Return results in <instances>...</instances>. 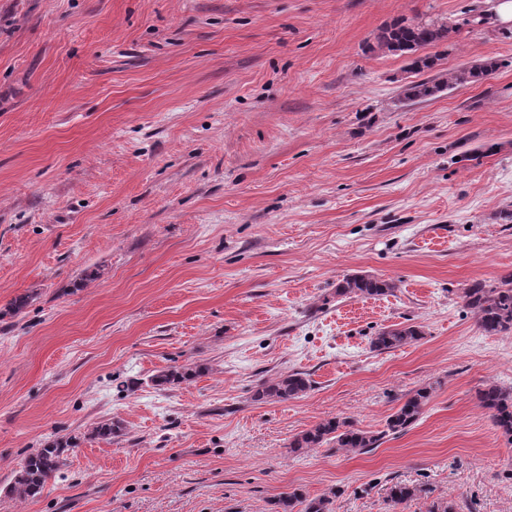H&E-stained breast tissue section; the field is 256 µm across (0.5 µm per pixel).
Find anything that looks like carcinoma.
Listing matches in <instances>:
<instances>
[{"instance_id": "obj_1", "label": "carcinoma", "mask_w": 512, "mask_h": 512, "mask_svg": "<svg viewBox=\"0 0 512 512\" xmlns=\"http://www.w3.org/2000/svg\"><path fill=\"white\" fill-rule=\"evenodd\" d=\"M461 30L460 24L448 21H412L405 19L385 27L377 37L375 49L389 53H416L426 47L448 41ZM498 63L478 60L437 75L432 80L414 83L406 88L408 101L432 98L451 88L473 84L491 75ZM395 283L377 276L350 275L336 284L338 298H375L389 295ZM461 298L476 319L478 327L488 335L512 332V273L493 282L475 281L463 289ZM422 331L414 325L384 328L374 336L370 345L376 351L400 348L417 342ZM207 370L203 365L170 367L153 378L154 385L164 389L179 387ZM312 388L311 380L303 372H292L273 381H264L253 394L256 401L285 402L303 397ZM434 392L431 385H424L406 395L401 405L388 416L386 429L380 432L365 431L353 422L334 417L326 419L295 436L289 443L293 452L317 448L326 443L348 452L363 454L382 444L388 435H402L420 418ZM483 408L491 413L494 425L507 440L512 441V387L490 384L479 392ZM121 420L104 419L89 433L91 438L110 440L123 434ZM78 435L58 436L45 442L43 447L29 454L15 475L9 493L19 499L39 495L47 481L65 464L68 452L79 447ZM304 505L303 512H332L330 498L324 496L307 499L296 490L273 503V512H293L296 505Z\"/></svg>"}]
</instances>
